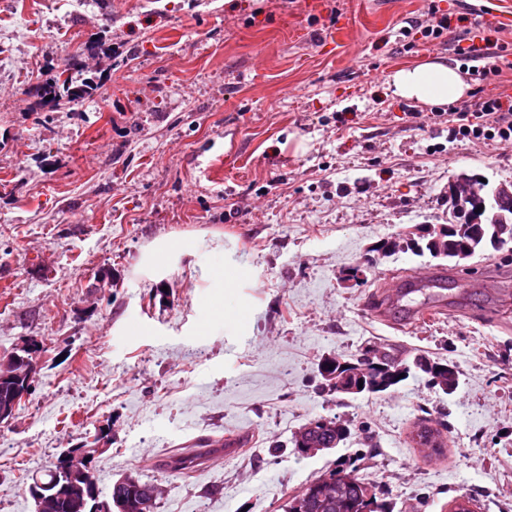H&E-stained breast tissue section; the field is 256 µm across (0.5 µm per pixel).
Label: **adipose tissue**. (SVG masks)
Instances as JSON below:
<instances>
[{"label":"adipose tissue","mask_w":512,"mask_h":512,"mask_svg":"<svg viewBox=\"0 0 512 512\" xmlns=\"http://www.w3.org/2000/svg\"><path fill=\"white\" fill-rule=\"evenodd\" d=\"M389 85L395 97L433 106L455 102L469 89L458 68L438 59L397 68Z\"/></svg>","instance_id":"obj_1"}]
</instances>
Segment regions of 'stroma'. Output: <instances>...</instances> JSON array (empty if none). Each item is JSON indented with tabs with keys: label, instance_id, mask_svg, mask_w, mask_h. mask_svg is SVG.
I'll return each mask as SVG.
<instances>
[{
	"label": "stroma",
	"instance_id": "stroma-1",
	"mask_svg": "<svg viewBox=\"0 0 512 512\" xmlns=\"http://www.w3.org/2000/svg\"><path fill=\"white\" fill-rule=\"evenodd\" d=\"M432 5L455 17L437 38ZM460 14L512 61V0H0V361L42 344L0 424V512H34L33 477L95 438L99 489L157 484L155 512H285L359 453L392 512H512V241L447 266L449 291L470 267L498 294L414 326L374 312L438 264L377 243L447 223L458 176L512 185V146L452 139L389 89L399 66L456 64ZM83 43L103 93L43 110L33 87ZM380 344L453 363L457 388L323 387V358ZM317 417L351 434L298 455ZM424 417L447 425L434 459L412 440ZM228 434L241 446L168 468Z\"/></svg>",
	"mask_w": 512,
	"mask_h": 512
}]
</instances>
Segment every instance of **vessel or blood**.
Listing matches in <instances>:
<instances>
[{"instance_id":"vessel-or-blood-1","label":"vessel or blood","mask_w":512,"mask_h":512,"mask_svg":"<svg viewBox=\"0 0 512 512\" xmlns=\"http://www.w3.org/2000/svg\"><path fill=\"white\" fill-rule=\"evenodd\" d=\"M381 307L397 311L400 322L417 323L431 315L452 311L453 298L448 293L447 275L440 269L417 270L409 284H395Z\"/></svg>"}]
</instances>
